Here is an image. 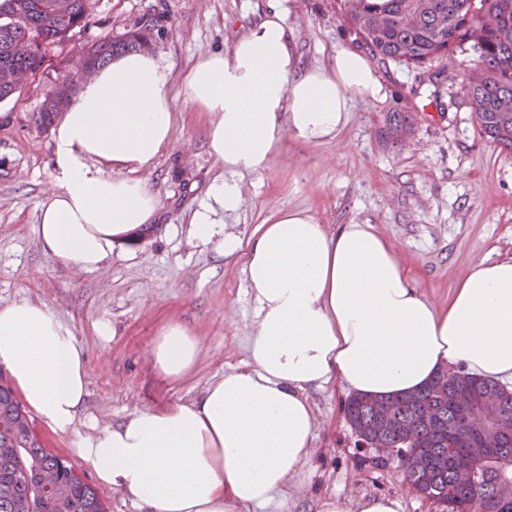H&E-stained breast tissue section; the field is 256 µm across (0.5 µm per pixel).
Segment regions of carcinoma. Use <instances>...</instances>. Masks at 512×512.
I'll return each mask as SVG.
<instances>
[{
  "instance_id": "carcinoma-1",
  "label": "carcinoma",
  "mask_w": 512,
  "mask_h": 512,
  "mask_svg": "<svg viewBox=\"0 0 512 512\" xmlns=\"http://www.w3.org/2000/svg\"><path fill=\"white\" fill-rule=\"evenodd\" d=\"M90 0H0V68L39 71L43 48L63 41L85 27ZM344 20L356 38L381 62L425 65L472 43L485 80L465 87L474 107L479 133L512 150V42L498 40L494 31L476 21L483 10L498 12L512 24V0H341ZM152 25L144 24L120 39H104L89 47L95 65L113 57L151 48ZM38 44L27 57L10 49L22 40ZM413 119L406 112L386 114L382 139L401 144L411 136ZM458 392L493 393L500 401L497 442L491 448L476 444L463 412L448 404ZM432 411L438 427L405 440L400 433L416 415ZM345 417L369 443L394 448L398 455L420 448L425 469L407 473L418 494L433 496L449 512H512V391L499 383L466 373H443L424 389L392 397L351 396ZM456 450L472 454L479 475V496L473 487L457 482L449 455L448 437ZM56 468L60 491L41 488L39 472ZM0 512H105L97 492L81 481L59 457L46 451L12 390L0 384Z\"/></svg>"
}]
</instances>
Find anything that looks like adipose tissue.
I'll return each mask as SVG.
<instances>
[{
    "label": "adipose tissue",
    "instance_id": "ef3b65f1",
    "mask_svg": "<svg viewBox=\"0 0 512 512\" xmlns=\"http://www.w3.org/2000/svg\"><path fill=\"white\" fill-rule=\"evenodd\" d=\"M171 68L130 52L84 81L52 128V188L39 204L40 247L66 267L92 272L115 244L157 221L149 180L174 134ZM370 59L341 48L330 69H301L280 10L229 50L200 59L185 101L210 116L214 179L192 215L194 238L241 261L255 303L245 367L195 398L138 409L81 438L78 454L98 481L140 512H287L304 483L316 430L308 392L341 383L357 395L415 392L453 368L512 384V260L481 261L447 309L407 277L391 244L370 227L329 233L316 216L282 209L248 238L224 230L243 203L236 180L262 172L284 140L332 141L353 100L377 99ZM200 342L182 323L160 331L154 368L179 380ZM0 368L52 432L76 433L86 400L84 349L73 327L32 300L0 305ZM392 495L322 499L320 512H400Z\"/></svg>",
    "mask_w": 512,
    "mask_h": 512
}]
</instances>
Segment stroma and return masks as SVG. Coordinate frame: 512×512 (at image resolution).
I'll return each instance as SVG.
<instances>
[{
	"mask_svg": "<svg viewBox=\"0 0 512 512\" xmlns=\"http://www.w3.org/2000/svg\"><path fill=\"white\" fill-rule=\"evenodd\" d=\"M90 23L48 47L43 67L21 89L0 100V302L37 300L71 324L87 361L85 418L72 436L33 426L44 447L96 487L106 512H138L100 486L77 454L92 425L127 413L162 408L198 395L224 371L247 359L254 302L242 266L190 236L188 224L208 183L223 169L209 155V116L184 101L192 66L228 50L267 8V0H94ZM286 23L303 69L330 68L337 48L358 47L336 0H283ZM153 22L151 52L172 68L169 94L176 110L171 147L151 179L160 218L149 230L117 244L98 270L74 275L40 247L38 205L51 183V132L35 117L45 94L75 73L79 54L104 39ZM478 59L469 47L432 65L377 64L384 95L355 101L333 141L305 145L285 139L265 170L239 183L245 206L225 217L226 230L249 237L283 208L305 209L330 231L368 224L395 247L416 288L447 306L453 289L482 260L512 259V151L480 136L463 90ZM408 112L414 133L400 145L382 140L391 111ZM185 324L202 342L191 374L173 381L156 371L148 352L162 327ZM106 322L113 334L96 333ZM318 418L313 459L303 493L289 512H319L323 496L349 499L398 494L401 512H442L418 495L397 462L374 466L344 416L348 393L312 392Z\"/></svg>",
	"mask_w": 512,
	"mask_h": 512,
	"instance_id": "stroma-1",
	"label": "stroma"
}]
</instances>
